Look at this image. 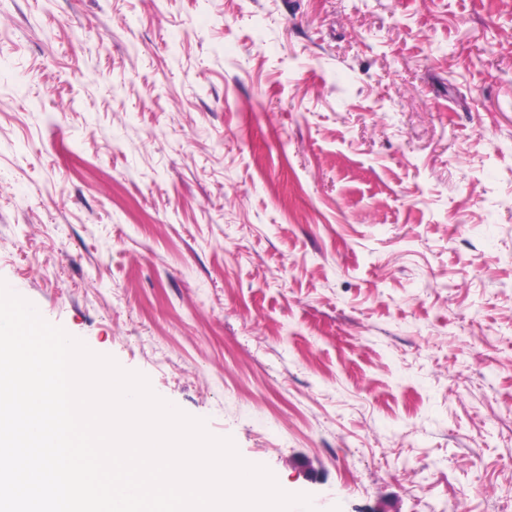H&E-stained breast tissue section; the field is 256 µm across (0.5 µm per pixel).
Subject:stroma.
<instances>
[{
	"label": "stroma",
	"mask_w": 512,
	"mask_h": 512,
	"mask_svg": "<svg viewBox=\"0 0 512 512\" xmlns=\"http://www.w3.org/2000/svg\"><path fill=\"white\" fill-rule=\"evenodd\" d=\"M0 280L316 512H502L512 0H0Z\"/></svg>",
	"instance_id": "35a3bbf8"
}]
</instances>
